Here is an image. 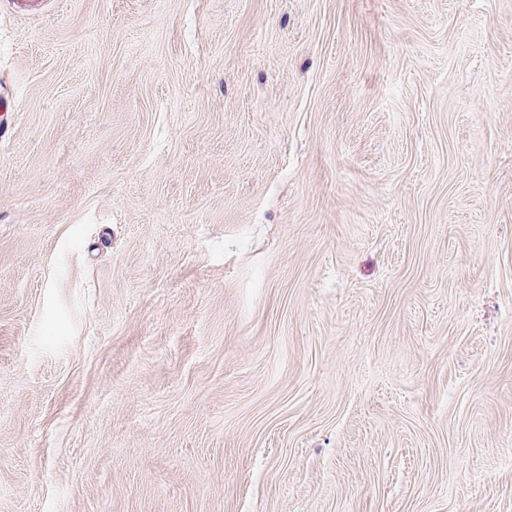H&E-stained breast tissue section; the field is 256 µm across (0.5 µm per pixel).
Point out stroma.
<instances>
[{
	"instance_id": "stroma-1",
	"label": "stroma",
	"mask_w": 512,
	"mask_h": 512,
	"mask_svg": "<svg viewBox=\"0 0 512 512\" xmlns=\"http://www.w3.org/2000/svg\"><path fill=\"white\" fill-rule=\"evenodd\" d=\"M0 0V512H512V0Z\"/></svg>"
}]
</instances>
